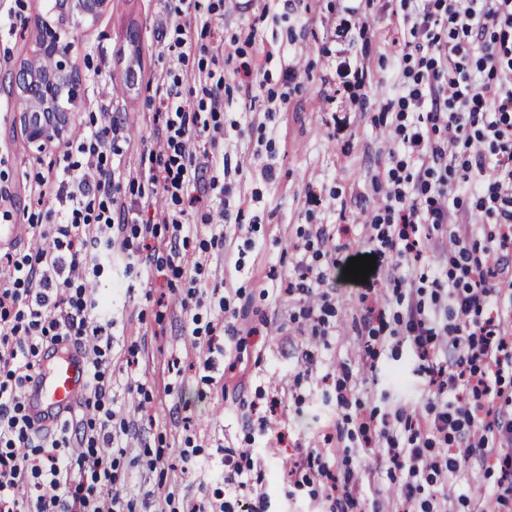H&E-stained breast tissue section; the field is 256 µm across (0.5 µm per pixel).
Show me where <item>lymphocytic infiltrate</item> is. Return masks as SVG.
<instances>
[{"label":"lymphocytic infiltrate","instance_id":"1","mask_svg":"<svg viewBox=\"0 0 512 512\" xmlns=\"http://www.w3.org/2000/svg\"><path fill=\"white\" fill-rule=\"evenodd\" d=\"M199 0H172L169 20L157 32L178 60L218 56L223 45L193 42L190 30L203 21ZM489 34L475 47L474 35ZM405 59L419 72L399 99L391 124L395 167L376 184L383 205L366 222L368 254L386 260L382 273L361 297L354 330L365 340L361 362L374 364L385 343L406 342L427 379V415L405 410L381 414L359 398L362 379L343 372L336 380V439L342 453L350 442L379 449L388 475H401L404 512H441L471 459L496 479L497 512H512V0H428L403 40ZM487 67L486 82L467 73L471 57ZM166 95L157 115L156 144L140 179L159 187L176 205L164 217L171 227L166 255L156 272L188 276L178 242L190 233L183 209L189 186L208 180L222 198L218 214L200 221H231L236 213L223 176L224 76L207 72L196 106L187 105L181 81L165 72ZM120 124L90 122L82 137L65 141L52 164L49 194L60 209L30 214L28 231L51 240V250L0 253V512H123L103 447L125 453L136 430L106 407L111 366L112 308L89 287L87 270L113 260L138 267L144 240L156 225L143 219L147 203L116 198L125 172L119 159ZM478 184L471 210L460 208L465 185ZM347 224L301 229L293 275L285 289L298 304L288 332L329 342L336 334L337 294L322 269L335 261L349 235ZM437 253L431 277L413 281L404 263ZM391 294H384V287ZM73 342L86 352L90 377L82 406L96 415L80 429L62 424L56 433L36 427L26 390L39 374L44 342ZM323 451L308 449L295 464L304 483H319L327 512H357L361 491L353 472L335 476Z\"/></svg>","mask_w":512,"mask_h":512}]
</instances>
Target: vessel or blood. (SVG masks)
<instances>
[{
	"mask_svg": "<svg viewBox=\"0 0 512 512\" xmlns=\"http://www.w3.org/2000/svg\"><path fill=\"white\" fill-rule=\"evenodd\" d=\"M87 379L88 364L82 352L58 357L51 374L39 376L28 387L32 415L41 418L45 427H53L84 392Z\"/></svg>",
	"mask_w": 512,
	"mask_h": 512,
	"instance_id": "1",
	"label": "vessel or blood"
}]
</instances>
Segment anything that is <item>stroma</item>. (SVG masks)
Instances as JSON below:
<instances>
[{
  "label": "stroma",
  "instance_id": "35a3bbf8",
  "mask_svg": "<svg viewBox=\"0 0 512 512\" xmlns=\"http://www.w3.org/2000/svg\"><path fill=\"white\" fill-rule=\"evenodd\" d=\"M213 23L207 33L193 31L204 43L223 40L217 61L178 63L159 43L156 32L168 0H108L95 20L75 28L73 64L84 74L82 102L73 114L86 124L91 114L109 106L123 124L122 161L136 172L156 140L154 115L164 91L154 80L170 69L182 79L188 102H195L200 69L224 74V183L240 205L241 224L224 226V244L211 245L209 225L194 226L184 251L199 262L200 285L207 291L199 314L223 321L219 299L229 296L233 320L244 343L240 350L209 353L205 335H192L181 299L184 280L142 269L123 276L111 271L91 277L99 295L111 300L117 320L112 330L109 395L119 417L136 419L141 447L117 457L114 473L124 502L140 512L143 495L163 498V512H183L195 503L210 512L224 492L225 448H241L255 439L258 462L247 474L250 487L263 493L267 512H324L322 496L310 486L294 487L290 474L305 449H325L336 434V371L357 369L365 341L353 319L365 286L349 281L342 267L330 270L338 289L341 329L322 343L307 336H282L277 328L293 307L283 282L295 263L298 231L307 224H348L350 256L364 249L361 223L381 204L372 184L375 174L396 164L388 153L384 113H396L406 77L401 37L413 22L417 0H250L247 9L218 0H201ZM48 0H0V78L30 58L36 20ZM137 41H130V33ZM249 62L257 75L246 85L238 74ZM293 81H286L287 69ZM287 103H280V96ZM274 167L266 178V167ZM47 161L28 144L20 123L19 102L0 90V185L7 186L13 221L26 224L41 198L37 174ZM253 246L244 268L225 259L244 240ZM314 364L304 368L303 351ZM211 359L212 369L202 367ZM301 391L289 395L297 372ZM142 392H134V385ZM277 396L281 404L269 417L281 435L266 447L259 429L264 409H251L258 395ZM362 400L380 412L406 409L424 414L427 388L408 343L380 351L378 368L360 390ZM326 451V449H325ZM333 472L354 468L362 478V512H394L398 482L389 479L384 461L358 453L343 457L326 451ZM467 480L451 493L447 512H493L494 478L478 461L467 465Z\"/></svg>",
  "mask_w": 512,
  "mask_h": 512
}]
</instances>
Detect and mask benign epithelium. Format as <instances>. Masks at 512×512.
Instances as JSON below:
<instances>
[{
    "mask_svg": "<svg viewBox=\"0 0 512 512\" xmlns=\"http://www.w3.org/2000/svg\"><path fill=\"white\" fill-rule=\"evenodd\" d=\"M107 0H52L37 19V49L9 73V92L23 104L20 122L28 143L40 151L61 142L76 111L81 73L71 63V43L62 35L99 15Z\"/></svg>",
    "mask_w": 512,
    "mask_h": 512,
    "instance_id": "7a95c632",
    "label": "benign epithelium"
}]
</instances>
